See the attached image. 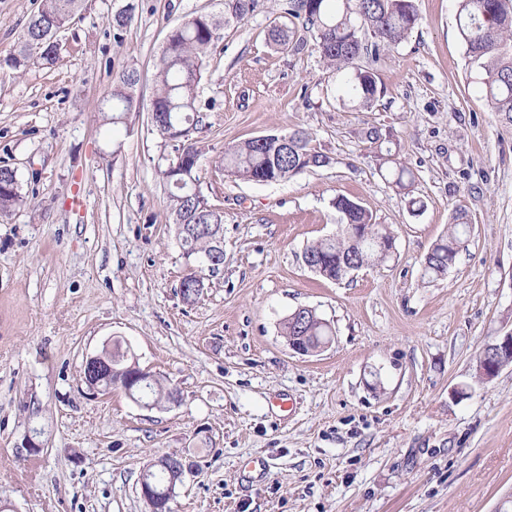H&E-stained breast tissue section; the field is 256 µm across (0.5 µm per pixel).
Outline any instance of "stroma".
I'll list each match as a JSON object with an SVG mask.
<instances>
[{
    "label": "stroma",
    "instance_id": "35a3bbf8",
    "mask_svg": "<svg viewBox=\"0 0 512 512\" xmlns=\"http://www.w3.org/2000/svg\"><path fill=\"white\" fill-rule=\"evenodd\" d=\"M84 0L57 63L13 54L39 0H0V165L26 205L0 218V506L7 512H149L147 462L190 459L171 512H512V363L480 380L482 349L512 333V124L490 111L456 0H415L419 21L372 68L371 110L339 98L313 47L277 50L280 0L225 26L208 56L196 175L224 213V263L185 303L193 267L159 173L176 156L151 123L169 31L223 0ZM141 109L99 110L119 69ZM294 130L328 165L273 183L219 165L225 147ZM376 131L378 140L368 139ZM416 179L421 211L385 177ZM394 235L381 264L331 281L304 250L336 235L337 195ZM471 226L448 273L424 258L456 215ZM313 308L333 331L291 351L284 319ZM120 339L179 392L147 409L121 388L89 396L87 354ZM385 163H390L388 174L392 178V183L400 189V191H403L404 196L406 195V197L409 198V209L413 212L420 211L424 207L423 202L410 194L415 178L413 171L405 166L403 162L397 161L394 158H386Z\"/></svg>",
    "mask_w": 512,
    "mask_h": 512
}]
</instances>
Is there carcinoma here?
<instances>
[{
    "label": "carcinoma",
    "instance_id": "obj_1",
    "mask_svg": "<svg viewBox=\"0 0 512 512\" xmlns=\"http://www.w3.org/2000/svg\"><path fill=\"white\" fill-rule=\"evenodd\" d=\"M83 0H40L28 20L18 51L7 65L17 73L34 59L43 66L56 63L61 44L58 34L80 10ZM262 0H224V16L194 15L173 27L156 63L158 87L151 103V122L160 135L176 143V159L160 170L170 201L172 223L190 225L180 238L184 253L201 257L211 253L224 230V213L209 205L204 194L192 195L188 185L180 184L185 175L196 178L201 150L191 133L200 123L198 87L206 68V59L220 39L223 26L241 22L253 15ZM282 12L311 34L314 50L323 62L342 78L340 90L355 107L368 110L379 94L376 74L361 64L362 59L376 62L385 52L398 46L418 21L414 0H345V8L336 9V0H282ZM457 27L468 56L486 72L485 93L492 111L512 123V0H457ZM136 5L128 2L112 15L109 24L117 32L126 30L135 17ZM269 39L282 50L299 52L306 46L303 37L286 25H274ZM139 76L134 69L119 71L105 98L104 111L112 113V125L122 122L130 112L140 111L134 87ZM330 158L310 147V135L303 130L288 133V145L258 144L252 138L224 148L221 159L230 176L251 182H278L307 169L328 165ZM392 183L408 198L409 209L417 212L423 202L412 196L413 171L404 163L386 158ZM26 203L16 172L0 166V216L11 214ZM333 205L343 224H361L373 235L393 239L392 232L373 222L372 214L357 202L339 195ZM470 225L455 217L448 235L436 242L426 254L423 274L432 279L445 276L454 264L463 237ZM357 255L371 266L384 261L377 245L349 236L327 237L310 245L303 257L322 264L319 275L337 277L336 261ZM219 258L218 264H223ZM216 264V265H218ZM216 265L198 264L180 283V292L189 299L191 287L204 283L205 272ZM283 336H306L305 343L318 348L332 335L330 325L314 316L293 319L282 324Z\"/></svg>",
    "mask_w": 512,
    "mask_h": 512
}]
</instances>
